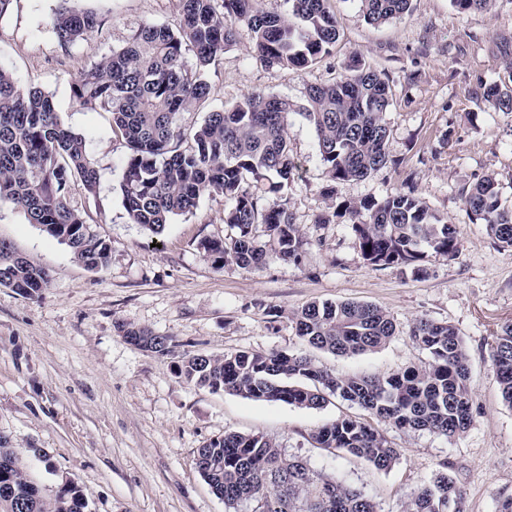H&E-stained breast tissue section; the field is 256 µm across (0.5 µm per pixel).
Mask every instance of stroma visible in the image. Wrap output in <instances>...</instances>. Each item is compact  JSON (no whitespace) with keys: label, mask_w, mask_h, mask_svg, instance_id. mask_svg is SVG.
I'll return each instance as SVG.
<instances>
[{"label":"stroma","mask_w":512,"mask_h":512,"mask_svg":"<svg viewBox=\"0 0 512 512\" xmlns=\"http://www.w3.org/2000/svg\"><path fill=\"white\" fill-rule=\"evenodd\" d=\"M65 2L102 21L86 42L68 48L48 26ZM330 6L339 31L330 55L307 69L268 68L253 57L246 26H238L235 43L203 72L209 99L180 117L182 127L199 125L208 112L253 90L296 107L287 132L301 172L284 195L309 244L299 261L252 271L232 262L216 267L199 249L201 240L229 232L222 195H203L159 235L132 223L119 191L126 144L109 113L80 105L70 93L139 23L178 28L175 0H13L0 18V67L20 86L51 94L63 124L86 141L97 189L72 186L70 204L112 247L107 268L87 270L66 244L28 223L21 208L0 203V240L51 274L32 299L0 286V436L21 452L47 453L48 462L29 461L45 495L69 478L89 512H228L195 469L193 453L234 431L275 439L313 470L362 488L381 512H405L414 490L443 462L466 492L464 512H500L512 499V408L502 400L490 358L493 337L512 322V249L496 246L485 225L469 220L461 196L493 173L503 206L512 208V117L481 96L512 62V0L466 15L451 0H413L408 13L378 27L366 21L359 0H330ZM354 57L389 78L390 161L366 179L337 183L334 200L379 199L415 185L458 238L455 258L427 257L417 274L368 266L350 225L316 221L330 200L304 115L307 88L338 77ZM313 301L372 303L397 325L374 352L312 351L317 365L339 377L420 364L426 355L410 337L413 322L452 324L471 366L468 429L449 441L396 428L333 396L322 408L306 409L214 392L178 377L173 357L143 351L115 328L120 321L151 328L173 336L184 352L296 353L304 346L290 317ZM341 417L370 422L397 448L396 466L384 473L316 448L314 431Z\"/></svg>","instance_id":"1"}]
</instances>
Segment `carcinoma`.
<instances>
[{
    "label": "carcinoma",
    "mask_w": 512,
    "mask_h": 512,
    "mask_svg": "<svg viewBox=\"0 0 512 512\" xmlns=\"http://www.w3.org/2000/svg\"><path fill=\"white\" fill-rule=\"evenodd\" d=\"M179 28L142 22L125 46L102 57L71 86L84 106L112 116V128L125 140L120 191L131 222L161 234L170 221L197 207L206 193L224 196V223L230 234L204 239L199 248L216 266L233 262L246 270L269 261H297L304 239L294 224L282 191L298 172L288 144L286 98L251 91L230 107L211 111L185 131L178 116L205 103L211 89L201 71L224 54L244 24L254 57L267 67L308 68L332 53L338 40L329 0H288L285 14L264 10L260 0H177ZM365 19L381 26L408 12L411 0H360ZM462 15L490 9L492 0H451ZM87 12L63 10L50 20L59 44L87 40L100 27ZM193 52L196 71L188 69ZM508 79L484 87L492 107L512 114V62ZM391 106L384 74L353 59L326 84L308 88L305 116L313 126L327 185L368 177L389 163L386 151ZM87 192L97 186V170L85 139L66 128L53 98L40 88H23L0 68V201L21 207L29 223L64 241L74 258L91 271L106 267L111 247L91 231L69 201L71 187ZM469 218L485 224L502 247L512 248V210L501 206L500 187L492 174L464 191ZM351 225L361 256L375 269L410 267L432 254L453 258L458 251L454 225L442 222L414 189L380 199L332 204L319 218ZM371 251H366V246ZM48 271L0 240V286L29 298L39 296ZM303 344L313 350L349 356L383 348L396 332L380 307L360 302H317L293 313ZM116 329L130 343L159 356L174 353L173 338L119 322ZM410 336L428 360L384 376L340 378L303 353L237 352L213 356L185 352L175 370L188 383L215 392L321 408L327 396L352 402L398 429L429 431L451 440L472 421L471 369L457 329L448 323L417 319ZM503 401L512 408V324L490 344ZM320 448L361 458L378 471L391 470L397 450L370 424L339 418L313 434ZM193 463L214 495L238 512H379L363 490L314 472L307 461L286 454L270 438L226 432L197 448ZM466 492L448 464L418 487L406 512H464ZM88 502L72 480L53 497L40 495L24 454L0 438V512H86Z\"/></svg>",
    "instance_id": "carcinoma-1"
}]
</instances>
